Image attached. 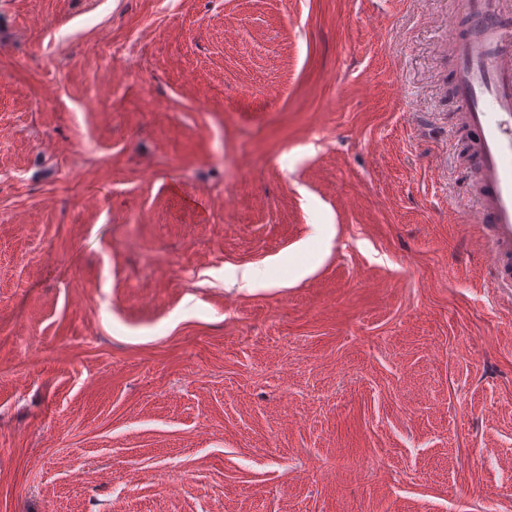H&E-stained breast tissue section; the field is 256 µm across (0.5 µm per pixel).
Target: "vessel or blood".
Returning <instances> with one entry per match:
<instances>
[{
	"label": "vessel or blood",
	"mask_w": 512,
	"mask_h": 512,
	"mask_svg": "<svg viewBox=\"0 0 512 512\" xmlns=\"http://www.w3.org/2000/svg\"><path fill=\"white\" fill-rule=\"evenodd\" d=\"M498 0H468L469 30L455 40V99L474 135L472 172L492 287L512 293V30Z\"/></svg>",
	"instance_id": "b4317fda"
}]
</instances>
